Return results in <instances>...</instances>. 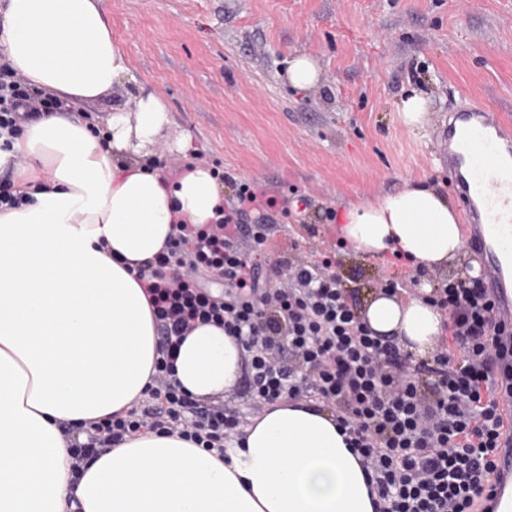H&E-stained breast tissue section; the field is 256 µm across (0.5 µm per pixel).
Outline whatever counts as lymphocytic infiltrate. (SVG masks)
<instances>
[{"mask_svg":"<svg viewBox=\"0 0 512 512\" xmlns=\"http://www.w3.org/2000/svg\"><path fill=\"white\" fill-rule=\"evenodd\" d=\"M60 107L0 63L1 138ZM277 204L255 182L240 183L222 221L175 225L166 251L139 268L159 336L156 374L127 414L91 423L86 442L71 443L72 477L103 449L147 430L223 450L240 416L195 403L175 377L186 336L213 323L248 356L242 394L255 408L306 400L331 412L371 470L375 512H477L508 432L491 398L505 327L484 280L434 285L429 300L444 335L431 359L417 360L367 329L331 256L295 264L279 251L263 221ZM214 282L223 294L211 291Z\"/></svg>","mask_w":512,"mask_h":512,"instance_id":"f902f5d3","label":"lymphocytic infiltrate"}]
</instances>
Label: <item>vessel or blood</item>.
I'll return each mask as SVG.
<instances>
[{"label": "vessel or blood", "mask_w": 512, "mask_h": 512, "mask_svg": "<svg viewBox=\"0 0 512 512\" xmlns=\"http://www.w3.org/2000/svg\"><path fill=\"white\" fill-rule=\"evenodd\" d=\"M448 167L467 210V246L484 269V279L500 319L512 324V295L501 278L497 256L512 257V163L493 167L491 157L512 160V125L470 107L448 120ZM488 183L493 193L477 198L476 185ZM500 484L491 502L494 512H512V447L498 452Z\"/></svg>", "instance_id": "b4317fda"}]
</instances>
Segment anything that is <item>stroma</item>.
<instances>
[{
	"label": "stroma",
	"instance_id": "obj_1",
	"mask_svg": "<svg viewBox=\"0 0 512 512\" xmlns=\"http://www.w3.org/2000/svg\"><path fill=\"white\" fill-rule=\"evenodd\" d=\"M128 73L110 101L158 96L170 124L156 146L169 178L190 162L256 181L279 201L268 221L282 244L314 261L336 249V273L357 304L386 279L414 271L396 257L338 247L337 215L405 181L437 185L463 202L448 171L449 114L480 106L512 118V0H102ZM319 79L292 86L295 55ZM425 102L422 126L400 104ZM189 134L188 152L173 139Z\"/></svg>",
	"mask_w": 512,
	"mask_h": 512
}]
</instances>
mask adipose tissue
<instances>
[{
	"label": "adipose tissue",
	"instance_id": "obj_1",
	"mask_svg": "<svg viewBox=\"0 0 512 512\" xmlns=\"http://www.w3.org/2000/svg\"><path fill=\"white\" fill-rule=\"evenodd\" d=\"M0 56L35 89L91 105L127 73L101 0H5ZM169 124L154 94L113 108L102 133L49 112L0 148L29 200L0 211V512H374L366 473L329 411L281 402L243 430L228 460L179 435L135 436L70 473L62 424L126 413L141 399L158 334L131 269L173 225L214 223L224 188L191 164L176 181L154 166ZM338 237L362 256L401 254L443 269L464 242L435 188L405 184L351 205ZM371 331L426 356L442 317L419 297L374 292ZM243 349L204 325L181 346L176 377L211 399L234 386Z\"/></svg>",
	"mask_w": 512,
	"mask_h": 512
}]
</instances>
